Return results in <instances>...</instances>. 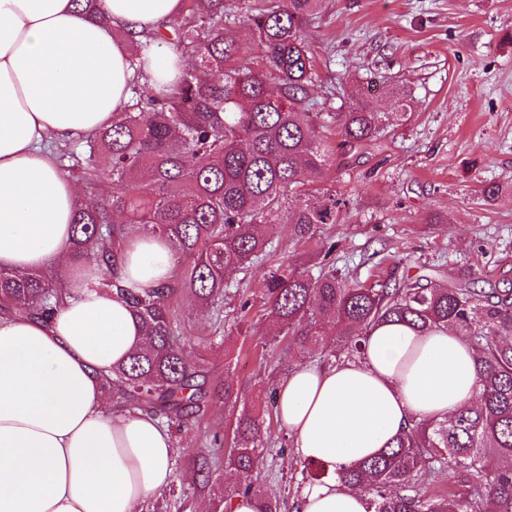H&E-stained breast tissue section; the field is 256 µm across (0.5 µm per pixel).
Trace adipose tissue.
Returning a JSON list of instances; mask_svg holds the SVG:
<instances>
[{
    "label": "adipose tissue",
    "mask_w": 512,
    "mask_h": 512,
    "mask_svg": "<svg viewBox=\"0 0 512 512\" xmlns=\"http://www.w3.org/2000/svg\"><path fill=\"white\" fill-rule=\"evenodd\" d=\"M181 0H97L104 26L74 0H0V267L60 264L65 295L47 321L0 319V512H143L175 480L171 435L157 417L112 410L114 365L143 344L102 265L72 256L73 180L50 141L111 126L129 100L131 51L116 30H157ZM150 83L174 82L182 56H143ZM169 245L132 232L118 254L126 285L170 276ZM474 351L453 330L372 328L361 358L302 363L277 390V415L304 460L348 465L380 454L413 422L448 418L475 398ZM297 512H367L338 477L307 484Z\"/></svg>",
    "instance_id": "obj_1"
}]
</instances>
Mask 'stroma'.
Listing matches in <instances>:
<instances>
[{
  "label": "stroma",
  "mask_w": 512,
  "mask_h": 512,
  "mask_svg": "<svg viewBox=\"0 0 512 512\" xmlns=\"http://www.w3.org/2000/svg\"><path fill=\"white\" fill-rule=\"evenodd\" d=\"M306 36L317 111H347L354 88L370 79L389 118L377 140L338 157L308 186L346 201L342 223L306 242L279 225L268 265H302L332 240L337 269L360 282L398 281L427 263L446 280L471 270L491 284H512V0H323ZM401 83L411 92L404 119L390 95ZM490 184L499 192L488 201L482 190ZM432 214L438 223H428ZM173 305L188 357L210 378L232 382L239 399L235 410L216 407L202 424L171 428L177 478L145 512H198L238 488L226 455L244 410L263 413L270 435L254 485L279 512H295L310 477L272 408L296 353L282 344L263 356L271 327L257 288L227 289L217 315L182 293ZM204 457L211 469L200 477Z\"/></svg>",
  "instance_id": "obj_1"
}]
</instances>
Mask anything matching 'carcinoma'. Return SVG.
Listing matches in <instances>:
<instances>
[{
  "label": "carcinoma",
  "mask_w": 512,
  "mask_h": 512,
  "mask_svg": "<svg viewBox=\"0 0 512 512\" xmlns=\"http://www.w3.org/2000/svg\"><path fill=\"white\" fill-rule=\"evenodd\" d=\"M227 2L182 0L172 32L131 37L138 51L172 44L195 57L194 68L169 88L134 80L124 112L86 141L88 155L68 153L87 182L108 186L96 206L76 209L73 253L105 266L106 285L129 304L144 336L140 350L112 368V401L179 428L213 405L237 402L238 393L184 355L172 295L180 289L202 305L218 304L237 275L275 249L276 226L309 241L339 213L335 196L302 190L306 179L336 166L309 112L316 73L304 29L320 0H261L247 16L260 68L240 62L224 38ZM385 119L370 80L347 111L323 116L351 149L376 137ZM127 224L167 240L188 266L158 288L123 287L115 266ZM334 249L315 273L288 263L262 272L257 287L273 328L268 351L287 339L303 355L354 360L371 327L398 321L423 331L451 328L474 349L477 370L476 405L414 425L379 456L338 471L341 481L364 489L368 512H512V288L486 289L472 275L440 284L431 274L365 285L328 269ZM62 299V284L44 271L0 268L6 311L44 318ZM263 424L247 411L237 418L228 454L244 481L237 494L260 497L251 476ZM442 468L461 475L464 489L425 493Z\"/></svg>",
  "instance_id": "cac0c4a2"
}]
</instances>
